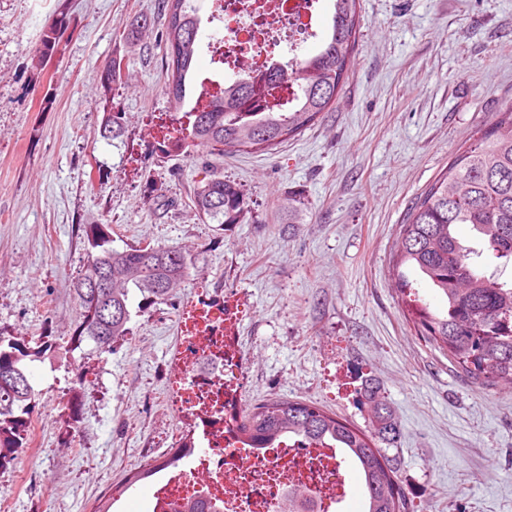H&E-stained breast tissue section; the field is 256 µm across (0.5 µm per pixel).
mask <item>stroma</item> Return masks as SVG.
Wrapping results in <instances>:
<instances>
[{
  "instance_id": "35a3bbf8",
  "label": "stroma",
  "mask_w": 512,
  "mask_h": 512,
  "mask_svg": "<svg viewBox=\"0 0 512 512\" xmlns=\"http://www.w3.org/2000/svg\"><path fill=\"white\" fill-rule=\"evenodd\" d=\"M159 0H0V334L24 337L39 397L33 436L0 469V512H150L155 478L126 487L192 430L166 403L189 301L239 304L245 408L284 397L358 427L356 369L398 420L408 512H512V389H486L415 332L392 265L400 224L457 148L512 104V0H360L355 61L335 108L270 152L158 153L168 109ZM203 0L197 77L223 80ZM76 30L30 84L46 25ZM154 24L125 38L137 17ZM123 56L112 89L124 133L100 136L96 74ZM234 183L240 223L201 218L204 174ZM300 204L289 211L287 200ZM112 248L181 247L188 277L165 300L130 294V332L111 352L73 347V284L86 228Z\"/></svg>"
}]
</instances>
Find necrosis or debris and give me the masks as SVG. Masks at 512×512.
I'll return each mask as SVG.
<instances>
[{"label": "necrosis or debris", "mask_w": 512, "mask_h": 512, "mask_svg": "<svg viewBox=\"0 0 512 512\" xmlns=\"http://www.w3.org/2000/svg\"><path fill=\"white\" fill-rule=\"evenodd\" d=\"M311 27L306 0H224L225 72L254 75L259 65L282 61ZM196 309L198 329L182 342L175 407L192 413L203 448L163 469L151 512L200 498L223 512H277L292 489L315 492L317 512H340L349 491L336 449L292 438L255 448L238 438L245 384L238 314L205 303Z\"/></svg>", "instance_id": "1"}]
</instances>
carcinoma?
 <instances>
[{"label": "carcinoma", "mask_w": 512, "mask_h": 512, "mask_svg": "<svg viewBox=\"0 0 512 512\" xmlns=\"http://www.w3.org/2000/svg\"><path fill=\"white\" fill-rule=\"evenodd\" d=\"M331 27L318 49L286 62L263 77L240 76L213 91L198 82L190 109L187 78L192 74L201 28L196 0H161L165 30L161 36L165 91L173 110L184 112L170 141L174 148L201 147L210 157L247 150L272 151L313 126L338 99L356 56L361 29L359 0H332ZM75 29L61 11L47 25L35 50V82L44 77L65 36ZM123 58L111 57L98 71L104 115L100 134L121 136L123 114L112 102V86L121 82ZM204 218L236 224L245 201L235 184L217 178L198 181L191 190ZM469 224L477 243L465 245L455 226ZM90 250L73 286L76 345L85 340L100 354L128 335L130 288L157 299L170 296L188 276L187 252L165 245L110 247L109 225L92 224L86 233ZM512 263V104L496 126L455 153L448 170L413 203L400 225L396 267L411 265L436 290L443 307L430 308L408 276L397 271V289L416 334L437 346L464 373L491 388L512 384V282L478 269L484 251ZM105 274L109 288L87 287ZM33 352L23 338L0 335V468L18 459V448L31 425L36 393L23 366ZM356 401L368 408V424L359 428L320 406L301 400L272 398L245 412L236 432L246 442L265 445L288 436L323 448H336L360 469L365 502L362 512H406V493L397 463L389 455L400 427L381 396L380 383L369 376L354 387ZM192 451L181 442L163 461L176 467ZM312 493L288 492L280 512H315Z\"/></svg>", "instance_id": "cac0c4a2"}]
</instances>
